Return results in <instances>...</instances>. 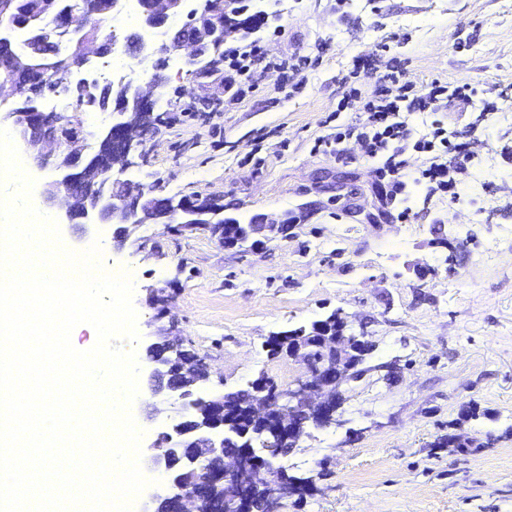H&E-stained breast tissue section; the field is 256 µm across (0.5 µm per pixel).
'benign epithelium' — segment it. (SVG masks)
<instances>
[{
    "label": "benign epithelium",
    "mask_w": 512,
    "mask_h": 512,
    "mask_svg": "<svg viewBox=\"0 0 512 512\" xmlns=\"http://www.w3.org/2000/svg\"><path fill=\"white\" fill-rule=\"evenodd\" d=\"M184 15V0H152L143 11L139 36L126 42L125 55L133 62H140L156 55L160 40L154 33L168 31L174 27L171 22ZM197 13H189V21L174 28L179 37L163 45L167 59H183L188 65L204 63L212 41L205 39L198 29ZM248 19L249 25L258 28L268 17L248 13L245 0H221V21ZM110 41L83 36L78 43L77 62H65L57 69L52 79L72 88H79L82 82L75 79L82 65L93 56L106 57L112 53ZM132 96L118 102L115 109L116 121L103 133L96 156L80 163L85 150V139H67L63 131L82 126L80 113L43 112L8 104L0 100V128L12 133L13 142L21 156L40 168L53 166L63 169L66 174L42 192L45 202L64 210L70 219H83L88 224H119L116 238L120 242L128 239L124 224L138 225L147 202H152L153 219L157 224H181L195 228L190 219L189 206L175 207L165 197L157 196L153 190L134 183L122 181L118 175L139 165L142 158L139 151L140 137L156 122L154 105L164 91V83L157 75L146 77L144 84L124 83ZM108 153L112 165H97V156ZM288 219H272L257 215L253 219L256 236L254 244L262 243L258 236L272 225L286 224ZM326 347L332 360L316 368H308L307 375L280 388L277 395L269 394L263 383L252 384L248 393L252 397L250 415L266 419L272 432H277L283 415L288 420L307 416L312 421H326L342 425L340 406L329 396L335 384L347 382L352 354L363 348L362 337L343 332L324 335L315 341L304 343L288 352L290 357L306 361L305 352L316 344ZM156 344L148 347L153 363L151 380L160 389H166L169 399L180 403L188 411L185 419L170 433L160 435L144 450L147 465L163 475L162 487L150 497V504L144 512H158L162 503L170 505L171 512H186V505L196 506L197 499L207 494L214 496L219 490L216 479H224L236 473L241 466L251 462L262 463L251 448L224 447V433L201 428L195 422L197 412L206 408L212 412L224 410V397L200 396V382L195 387L183 385L172 378L171 356L168 352H155ZM312 491L310 483H284L277 487L275 495L268 502L269 512H276L281 500Z\"/></svg>",
    "instance_id": "benign-epithelium-1"
}]
</instances>
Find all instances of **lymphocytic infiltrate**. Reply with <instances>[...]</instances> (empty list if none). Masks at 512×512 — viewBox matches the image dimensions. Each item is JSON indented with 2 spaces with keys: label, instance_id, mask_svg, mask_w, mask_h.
I'll list each match as a JSON object with an SVG mask.
<instances>
[{
  "label": "lymphocytic infiltrate",
  "instance_id": "obj_1",
  "mask_svg": "<svg viewBox=\"0 0 512 512\" xmlns=\"http://www.w3.org/2000/svg\"><path fill=\"white\" fill-rule=\"evenodd\" d=\"M388 80V86L372 93L359 120L337 126L332 145L338 147L353 140L360 145L364 158L382 160L381 172L398 194L406 188L409 152L430 154L439 149L454 153L457 158L454 165L434 160L420 172L429 193L454 191L471 160L466 144L458 142L457 131L438 121L431 122L428 132L416 133L409 117L415 112L441 111L450 99L470 102L475 93L474 87L467 80L452 86L435 81L427 89L419 91L410 83L400 82L396 75H389Z\"/></svg>",
  "mask_w": 512,
  "mask_h": 512
}]
</instances>
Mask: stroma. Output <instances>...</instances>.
I'll list each match as a JSON object with an SVG mask.
<instances>
[{
    "label": "stroma",
    "mask_w": 512,
    "mask_h": 512,
    "mask_svg": "<svg viewBox=\"0 0 512 512\" xmlns=\"http://www.w3.org/2000/svg\"><path fill=\"white\" fill-rule=\"evenodd\" d=\"M278 19L255 33L272 68L226 101L239 76L161 69L166 104L126 177L162 197L224 200L242 221L288 215L286 235L263 248H227L203 231L150 222L117 245L115 225L62 224L72 250L100 241L104 264L133 272L139 338L123 342L139 365L132 405L142 445L184 412L151 388L146 349L174 329L205 357L209 392L259 377L288 385L305 367L268 355L267 336L341 310L372 344L370 370L344 387L345 423L308 428L288 453L289 474L315 490L279 512H512V0H277ZM388 53L404 81L469 80L470 105L411 115L438 119L470 142L475 158L459 197H427L417 184L426 156L410 155V183L393 198L377 163L348 142L320 147L337 124L353 61ZM310 65L283 80L277 65ZM411 208L407 222L398 214ZM395 362L387 374L382 365ZM475 418H467V410ZM457 434L468 451L436 447Z\"/></svg>",
    "instance_id": "1"
}]
</instances>
